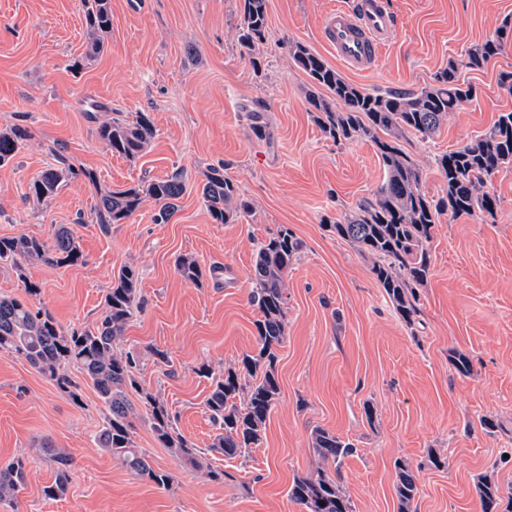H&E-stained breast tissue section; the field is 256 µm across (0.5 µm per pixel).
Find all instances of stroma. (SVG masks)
<instances>
[{
    "label": "stroma",
    "mask_w": 512,
    "mask_h": 512,
    "mask_svg": "<svg viewBox=\"0 0 512 512\" xmlns=\"http://www.w3.org/2000/svg\"><path fill=\"white\" fill-rule=\"evenodd\" d=\"M343 0H268L265 40H237L242 0H109L112 29L103 51L75 71L91 36L81 0H0V128L20 124L30 138L0 167V237L51 239L66 226L81 265L25 262L28 279L62 327H93L112 278L126 265L141 277L143 304L120 349L142 356L141 383L176 417L178 431L207 449L215 428L205 411L208 379L257 349L258 310L249 301L259 246L285 226L303 242L288 274L287 335L278 350L280 395L260 443L241 458L219 453L190 470L158 443L139 395H132L136 447L154 468L172 473L162 488L122 468L95 435L107 411L81 384L80 403L25 360L0 351V467L21 458L30 470L17 507L0 512H301L288 496L294 477L320 462L311 432L324 428L357 448L341 484L354 512H398L393 462L420 468L415 512H480L475 491L487 475L512 489V167L493 175V219L439 216L430 242V274L420 286L421 314L407 327L372 272V261L327 231L373 194L385 173L371 141L326 136L306 100L309 77L289 55L301 43L336 65L321 37L326 15ZM399 22L376 66L345 77L367 92H412L433 84L449 59L512 24V0H387ZM512 71V48L479 69L461 68L477 98L449 114L433 139L406 135L400 145L423 167L421 188L442 196L434 160L480 135L512 94L498 84ZM148 113L156 133L136 161L107 150L97 121ZM263 117L257 139L247 118ZM97 121H90V114ZM95 170L98 186L75 179L36 203L29 186L57 154ZM225 164L252 211L232 224L210 218L199 185L210 165ZM183 170L185 192L169 223L146 201L102 233L91 221L97 187L123 188L143 177ZM181 256L224 268L221 284L184 280ZM165 350L155 362L151 348ZM467 354L469 375L451 365ZM492 416L501 432L487 433ZM72 458L65 497L51 500L55 464L47 448ZM444 465L434 468L429 455Z\"/></svg>",
    "instance_id": "1"
}]
</instances>
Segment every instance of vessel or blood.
<instances>
[{
	"label": "vessel or blood",
	"mask_w": 512,
	"mask_h": 512,
	"mask_svg": "<svg viewBox=\"0 0 512 512\" xmlns=\"http://www.w3.org/2000/svg\"><path fill=\"white\" fill-rule=\"evenodd\" d=\"M396 26L386 0H351L349 6L329 13L322 34L337 60L353 72L371 70Z\"/></svg>",
	"instance_id": "vessel-or-blood-1"
}]
</instances>
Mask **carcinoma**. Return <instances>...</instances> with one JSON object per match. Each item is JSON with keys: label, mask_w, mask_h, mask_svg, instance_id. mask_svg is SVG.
<instances>
[{"label": "carcinoma", "mask_w": 512, "mask_h": 512, "mask_svg": "<svg viewBox=\"0 0 512 512\" xmlns=\"http://www.w3.org/2000/svg\"><path fill=\"white\" fill-rule=\"evenodd\" d=\"M85 25L92 40L84 56L71 64L83 68L101 53L105 37L112 29L108 0H82ZM267 0H244L238 41L245 49L266 39ZM512 46V30L503 26L480 44L473 46L460 61H448L437 77V84L414 92L385 91L367 93L347 81L320 56L306 46L294 43L290 55L311 79L306 98L322 132L334 141L367 139L376 147L385 178L369 198H364L342 218L327 225L328 230L354 245L373 259L372 273L407 325L415 324L420 314L419 286L427 280L432 256L429 242L437 218L448 212L453 218L494 216L497 199L486 184L500 168L512 165V111L502 112L481 135L439 156L437 168L447 189L430 198L421 189L422 169L400 145L411 134L424 140L435 136L448 114L459 110L477 96L476 88L460 80L459 69L480 68ZM153 121L145 112L132 120L116 119L98 124L97 135L106 147L129 161L141 157L154 136ZM30 138L28 130L9 125L0 130V166L9 164ZM83 176L97 187L95 222L109 232L111 225L131 217L148 199L158 206L154 222L166 224L178 210L184 192L182 174L143 180L118 190L98 188L97 174L79 170L65 157L33 181L30 195L36 201L56 194L76 176ZM201 198L217 224H229L251 212L248 200L238 194L224 165H212L202 180ZM302 241L283 227L259 247L252 272L250 301L259 311L254 325L258 351L244 354L235 367L215 376L207 365L199 368L202 377L212 380L206 400L217 433L209 448L198 449L175 427V416L164 401L143 391L140 383L142 358L135 350L121 353L115 347L136 308L142 290L135 268L122 267L112 280L105 298V311L93 328L64 329L43 308H33L14 297L0 296V351L27 361L62 393L76 400L78 384L70 369L81 373L104 403L108 415L96 435L99 447L107 450L122 466L139 478L167 487L173 476L152 467L145 453L133 440L130 395L143 399L154 433L163 447L173 451L193 469L203 468L205 452H218L235 458L259 444L262 432L280 393L276 365L277 351L286 335L285 281L288 271L302 251ZM39 259L54 266L83 263L80 244L66 227H60L51 240L37 236L0 237V263L18 272L28 295L36 297L40 287L27 280L22 262ZM175 267L186 280L198 285L210 280L219 283L224 267H205L188 257L176 259ZM254 383L244 390L241 379ZM314 455L324 464L312 476L294 478L288 495L302 512H353L337 474L342 461L357 448L339 435L317 428L311 436ZM57 464L52 484L44 496L60 499L67 494L71 458L55 448L46 449ZM394 491L398 512H413L418 493L413 466L404 459L394 461ZM27 485L25 463L17 460L0 469V503L17 502ZM481 512H499L500 486L490 477H478L475 484Z\"/></svg>", "instance_id": "obj_1"}]
</instances>
